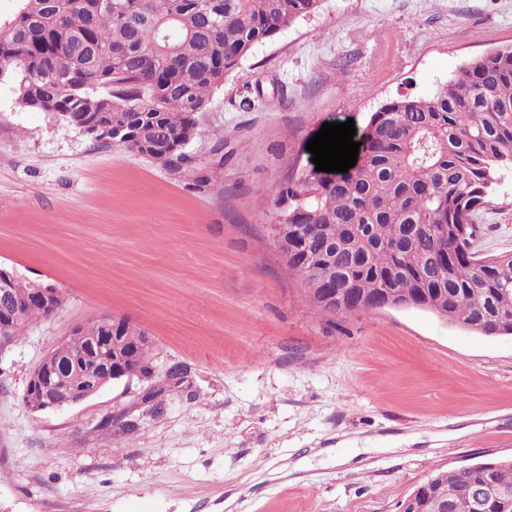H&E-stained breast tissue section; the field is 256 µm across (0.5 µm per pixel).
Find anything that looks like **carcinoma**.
<instances>
[{
	"mask_svg": "<svg viewBox=\"0 0 512 512\" xmlns=\"http://www.w3.org/2000/svg\"><path fill=\"white\" fill-rule=\"evenodd\" d=\"M0 18V76L18 103L96 141L174 164L198 190L224 163L186 155L224 74L322 0H16ZM364 154L346 173L293 163L275 197L288 269L326 323L386 300L484 336L512 335V252L476 249L477 215L499 206L512 168V48L477 57L427 95L370 113ZM38 284L15 278L0 316L50 317ZM128 361L153 358L147 332L120 318ZM512 488V458L438 470L401 512H503L488 490Z\"/></svg>",
	"mask_w": 512,
	"mask_h": 512,
	"instance_id": "carcinoma-1",
	"label": "carcinoma"
}]
</instances>
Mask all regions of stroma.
I'll list each match as a JSON object with an SVG mask.
<instances>
[{"instance_id": "obj_1", "label": "stroma", "mask_w": 512, "mask_h": 512, "mask_svg": "<svg viewBox=\"0 0 512 512\" xmlns=\"http://www.w3.org/2000/svg\"><path fill=\"white\" fill-rule=\"evenodd\" d=\"M507 47L512 0H323L213 93L188 150L210 164L223 133L220 192L21 108L0 78V267L65 297L0 354V512H399L436 470L512 457V336L411 308L327 326L269 229L324 123L364 130ZM495 194L478 247L512 252V170ZM104 315L182 364V390L26 407L43 355ZM113 412L137 429H102Z\"/></svg>"}]
</instances>
